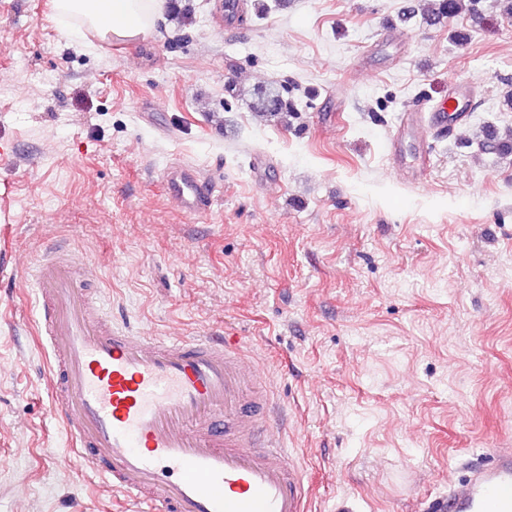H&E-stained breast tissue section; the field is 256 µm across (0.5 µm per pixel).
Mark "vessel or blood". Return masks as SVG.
<instances>
[{
  "instance_id": "1",
  "label": "vessel or blood",
  "mask_w": 512,
  "mask_h": 512,
  "mask_svg": "<svg viewBox=\"0 0 512 512\" xmlns=\"http://www.w3.org/2000/svg\"><path fill=\"white\" fill-rule=\"evenodd\" d=\"M475 91L452 80L448 95L405 128L458 124ZM164 191L183 211L206 213L215 192L195 169L171 168ZM93 271L58 244L35 264L37 333L54 356L50 401L82 467L146 512H305L304 469L288 461L272 415L269 378L245 365L239 344L215 333L188 340L147 336L114 322ZM252 396H245L246 384ZM430 512H512V448L431 499Z\"/></svg>"
}]
</instances>
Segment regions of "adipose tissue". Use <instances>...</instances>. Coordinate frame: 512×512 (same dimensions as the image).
Returning a JSON list of instances; mask_svg holds the SVG:
<instances>
[{
  "label": "adipose tissue",
  "mask_w": 512,
  "mask_h": 512,
  "mask_svg": "<svg viewBox=\"0 0 512 512\" xmlns=\"http://www.w3.org/2000/svg\"><path fill=\"white\" fill-rule=\"evenodd\" d=\"M53 6L80 15L77 31L81 35L132 40L154 26L162 0H53Z\"/></svg>",
  "instance_id": "adipose-tissue-1"
}]
</instances>
